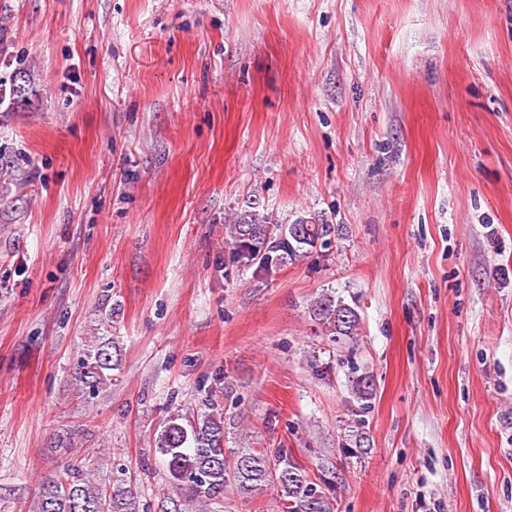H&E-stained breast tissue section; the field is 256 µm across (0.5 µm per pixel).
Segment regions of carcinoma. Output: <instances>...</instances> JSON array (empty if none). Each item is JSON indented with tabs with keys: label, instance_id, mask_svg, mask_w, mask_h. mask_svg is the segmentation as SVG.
I'll return each instance as SVG.
<instances>
[{
	"label": "carcinoma",
	"instance_id": "carcinoma-1",
	"mask_svg": "<svg viewBox=\"0 0 512 512\" xmlns=\"http://www.w3.org/2000/svg\"><path fill=\"white\" fill-rule=\"evenodd\" d=\"M31 82L30 74L21 69L0 76V104L26 98ZM228 233L235 262L270 272L304 248L325 244L334 226L303 216L283 224L258 210L245 209L229 219ZM310 313L336 336L356 335V311L332 293L319 296ZM114 315L112 308L102 317L99 332L83 345L73 372L81 391L91 395L111 382L112 371L121 366V346L111 333ZM352 391L358 400L370 401L371 378H353ZM154 448L170 479L185 491L181 499L165 497L151 511L124 473L103 480L84 464L71 462L41 480L29 512H215L228 492L244 499L267 489L276 492L281 512H336L332 472L313 476L281 448L232 451L224 447V409L212 398L203 410L189 408L169 415L154 438Z\"/></svg>",
	"mask_w": 512,
	"mask_h": 512
}]
</instances>
